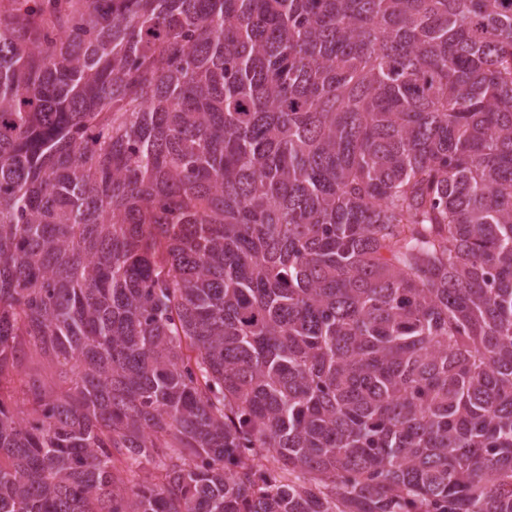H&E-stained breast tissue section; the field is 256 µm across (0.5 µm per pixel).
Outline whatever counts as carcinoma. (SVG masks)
Returning <instances> with one entry per match:
<instances>
[{"label": "carcinoma", "mask_w": 512, "mask_h": 512, "mask_svg": "<svg viewBox=\"0 0 512 512\" xmlns=\"http://www.w3.org/2000/svg\"><path fill=\"white\" fill-rule=\"evenodd\" d=\"M0 512H512V0H9Z\"/></svg>", "instance_id": "carcinoma-1"}]
</instances>
